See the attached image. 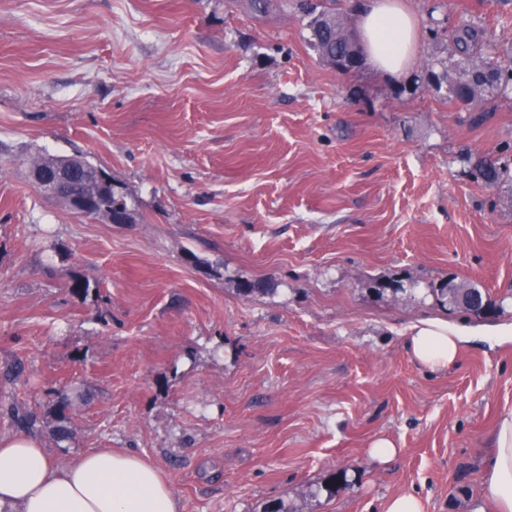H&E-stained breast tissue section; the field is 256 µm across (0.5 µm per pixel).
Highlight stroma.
<instances>
[{"mask_svg":"<svg viewBox=\"0 0 512 512\" xmlns=\"http://www.w3.org/2000/svg\"><path fill=\"white\" fill-rule=\"evenodd\" d=\"M407 2L418 60L391 80L324 62L296 0H0V438L8 406L66 397L68 437L34 433L53 462L147 456L180 512H469L512 409V311L378 286L512 293V176L471 174L512 173V87L467 105L431 66L466 25L507 60L512 0ZM40 149L100 165L143 222L46 198ZM424 316L478 330L448 369L407 351ZM425 298L432 296L436 303L442 307L448 306L449 308H462L475 316H488L493 315L502 308V300L498 305L486 297L483 292L474 285H459L448 287V283H427L425 287ZM472 296H476L482 303V309H470L466 302ZM420 498L411 493H399L390 497L384 504V512H424Z\"/></svg>","mask_w":512,"mask_h":512,"instance_id":"obj_1","label":"stroma"}]
</instances>
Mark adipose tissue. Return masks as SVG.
I'll use <instances>...</instances> for the list:
<instances>
[{
	"label": "adipose tissue",
	"mask_w": 512,
	"mask_h": 512,
	"mask_svg": "<svg viewBox=\"0 0 512 512\" xmlns=\"http://www.w3.org/2000/svg\"><path fill=\"white\" fill-rule=\"evenodd\" d=\"M359 42L368 62L398 78L414 64L421 28L404 0H363ZM473 330L429 317L410 324L411 358L433 370L456 363ZM484 463L483 496L471 512H512V410L505 412ZM0 512H179L168 479L146 457L107 449L52 463L40 441L0 439Z\"/></svg>",
	"instance_id": "obj_1"
}]
</instances>
